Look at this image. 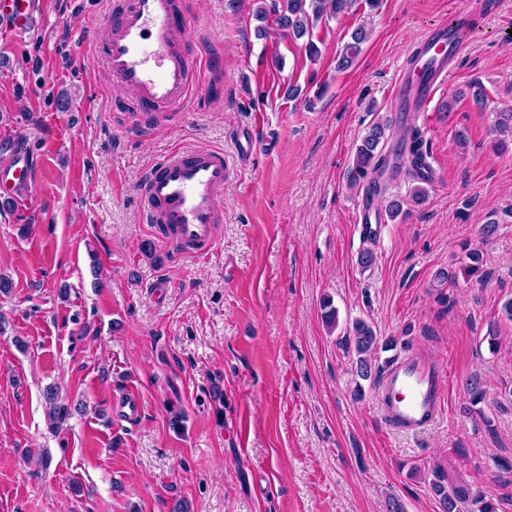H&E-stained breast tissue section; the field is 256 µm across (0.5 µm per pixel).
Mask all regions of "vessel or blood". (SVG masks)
Returning <instances> with one entry per match:
<instances>
[{
  "mask_svg": "<svg viewBox=\"0 0 512 512\" xmlns=\"http://www.w3.org/2000/svg\"><path fill=\"white\" fill-rule=\"evenodd\" d=\"M0 18L18 29L30 30L37 24L31 0H0ZM101 22L108 30L100 44L101 57L142 111L173 109L190 98L195 86L182 49L195 45L196 39L191 18L178 0H129L126 8L104 15ZM464 42L458 20L430 28L395 84V111H427L439 87L449 81ZM234 173V166L217 149L186 148L167 154L140 185L145 223L155 225L159 238L177 256L210 250L217 242L215 227L224 221V186ZM31 175L25 154L0 161V195L15 196ZM442 390L439 369L406 355L386 368L378 399L394 427L413 433L442 419Z\"/></svg>",
  "mask_w": 512,
  "mask_h": 512,
  "instance_id": "1",
  "label": "vessel or blood"
}]
</instances>
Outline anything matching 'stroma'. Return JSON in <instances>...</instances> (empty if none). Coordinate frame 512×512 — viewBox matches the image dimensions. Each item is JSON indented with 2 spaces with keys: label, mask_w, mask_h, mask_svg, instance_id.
<instances>
[{
  "label": "stroma",
  "mask_w": 512,
  "mask_h": 512,
  "mask_svg": "<svg viewBox=\"0 0 512 512\" xmlns=\"http://www.w3.org/2000/svg\"><path fill=\"white\" fill-rule=\"evenodd\" d=\"M37 26L0 25V160L26 153L32 179L0 198V512H442L432 470L512 512V0H470L467 46L428 111L395 112L410 51L456 0H364L314 22L310 39L257 34L259 0H186L201 58L181 107L139 117L91 34L113 0H33ZM353 65L336 59L355 29ZM319 50L309 58L305 46ZM483 84L484 104L466 97ZM259 145L238 155L256 114ZM421 130L438 179L413 202L402 175L374 204H403L366 242L350 188L355 148L379 117ZM223 150L216 247L167 253L138 189L169 151ZM498 231L486 238L488 222ZM376 260L358 263L365 247ZM480 250L488 282L439 279ZM338 310L328 330L324 299ZM408 342L444 379L446 414L406 434L379 415L373 381L354 398L340 344L355 320ZM497 325L498 344L485 336ZM481 373L471 409L464 383ZM83 403L60 430L43 392ZM139 417L120 415L128 387ZM181 423H173L174 415Z\"/></svg>",
  "instance_id": "obj_1"
}]
</instances>
